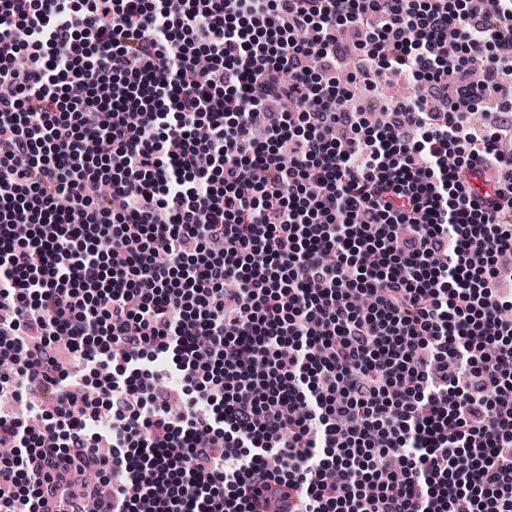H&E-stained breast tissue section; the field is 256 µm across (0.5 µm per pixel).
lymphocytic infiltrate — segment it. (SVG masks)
I'll use <instances>...</instances> for the list:
<instances>
[{
    "instance_id": "1",
    "label": "lymphocytic infiltrate",
    "mask_w": 512,
    "mask_h": 512,
    "mask_svg": "<svg viewBox=\"0 0 512 512\" xmlns=\"http://www.w3.org/2000/svg\"><path fill=\"white\" fill-rule=\"evenodd\" d=\"M0 85V512H512V0H0ZM418 91L419 89L417 83L406 86L403 90L393 93L389 96L383 95L382 97L378 98H368L365 96L364 91H362V94L356 100L351 101L350 104L354 106H360L365 105L368 102L370 105V110L368 112L381 113L384 112L385 106L391 98H413L417 95Z\"/></svg>"
}]
</instances>
